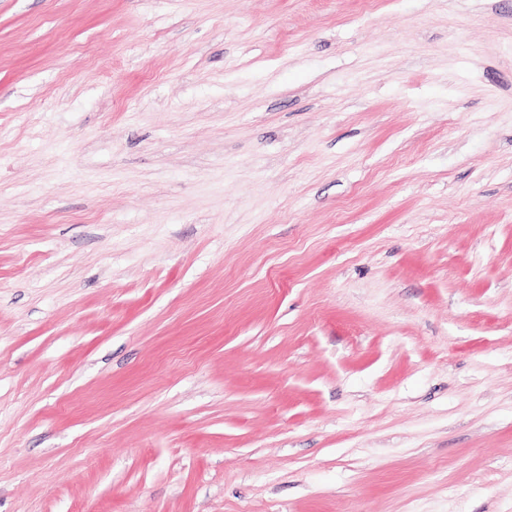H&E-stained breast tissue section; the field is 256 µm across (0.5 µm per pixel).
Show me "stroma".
<instances>
[{"instance_id":"stroma-1","label":"stroma","mask_w":512,"mask_h":512,"mask_svg":"<svg viewBox=\"0 0 512 512\" xmlns=\"http://www.w3.org/2000/svg\"><path fill=\"white\" fill-rule=\"evenodd\" d=\"M0 512H512V0H0Z\"/></svg>"}]
</instances>
